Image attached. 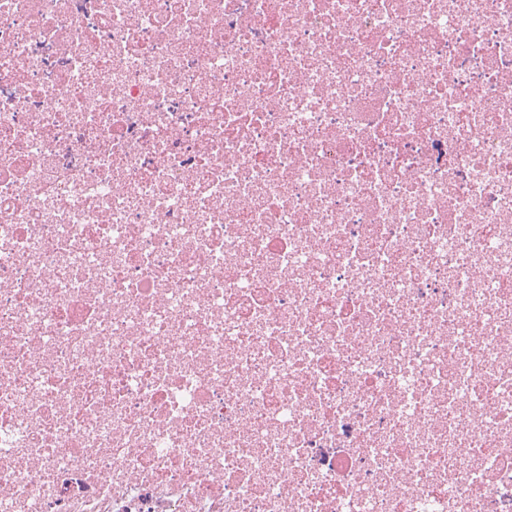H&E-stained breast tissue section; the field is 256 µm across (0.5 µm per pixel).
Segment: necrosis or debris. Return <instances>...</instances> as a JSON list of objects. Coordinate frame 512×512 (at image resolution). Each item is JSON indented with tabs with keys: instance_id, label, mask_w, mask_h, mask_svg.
I'll return each mask as SVG.
<instances>
[{
	"instance_id": "necrosis-or-debris-1",
	"label": "necrosis or debris",
	"mask_w": 512,
	"mask_h": 512,
	"mask_svg": "<svg viewBox=\"0 0 512 512\" xmlns=\"http://www.w3.org/2000/svg\"><path fill=\"white\" fill-rule=\"evenodd\" d=\"M0 512H512V0H0Z\"/></svg>"
}]
</instances>
